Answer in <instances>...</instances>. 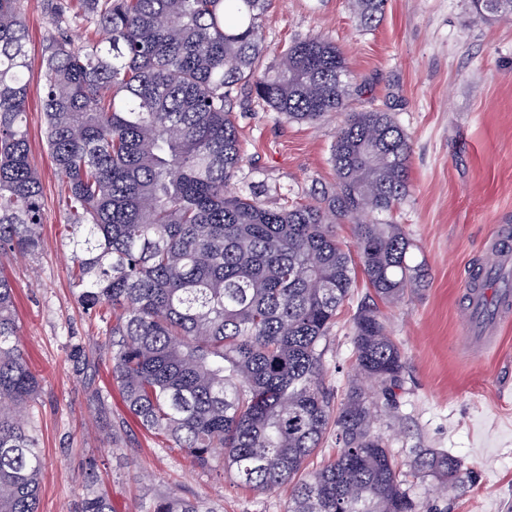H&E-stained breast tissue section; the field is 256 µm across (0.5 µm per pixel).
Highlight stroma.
Returning a JSON list of instances; mask_svg holds the SVG:
<instances>
[{"label": "stroma", "mask_w": 512, "mask_h": 512, "mask_svg": "<svg viewBox=\"0 0 512 512\" xmlns=\"http://www.w3.org/2000/svg\"><path fill=\"white\" fill-rule=\"evenodd\" d=\"M30 34L26 103L31 161L42 181V244L31 258L0 260L17 293L21 340L40 376L28 427L41 448L39 512H78L84 473L95 469L112 512H141L157 496L207 500L216 512H283L288 488L257 494L214 481L183 450L146 433L127 411L102 350L106 317L79 305L66 247L65 185L44 143L40 50L51 29L42 0H22ZM263 67L294 40L323 35L353 73V108L391 112L411 139V195L392 215L428 274L419 292L384 311L406 369L394 415L376 430L401 467L418 448H437L472 473L467 488L441 496L435 480L408 478L417 500L443 512H512V322L499 345L467 355L462 302L469 270L490 263L493 225H512V19L481 20L469 0H386L375 28H363L348 0H269L262 18ZM344 116L287 122L261 103L237 114L246 155L233 188L276 185L284 200L334 190L330 161ZM373 296L357 277L326 342V383L342 399L354 377L351 326ZM90 357L78 368L75 349ZM104 401H97V393Z\"/></svg>", "instance_id": "obj_1"}]
</instances>
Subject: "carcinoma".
<instances>
[{"instance_id": "cac0c4a2", "label": "carcinoma", "mask_w": 512, "mask_h": 512, "mask_svg": "<svg viewBox=\"0 0 512 512\" xmlns=\"http://www.w3.org/2000/svg\"><path fill=\"white\" fill-rule=\"evenodd\" d=\"M22 0H0V257L41 247L42 184L25 120L30 79ZM43 0L55 24L41 49L44 139L65 182L76 294L112 324L103 349L129 413L219 478L284 512H436L412 498L380 413L396 409L406 359L380 305L424 286L425 266L390 215L411 193V142L390 112L351 110L352 77L331 41L294 42L271 69L268 0ZM365 28L386 0H349ZM476 17H512V0H471ZM95 38L82 45L73 32ZM255 99L289 121L345 113L331 163L336 190L288 209L252 186L234 103ZM354 223L358 259L336 237ZM360 267L377 301L352 326L357 375L333 405L326 339ZM15 288L0 267V512H38L42 458L25 412L40 384L19 343ZM338 451L303 473L327 431ZM410 474L458 489L471 472L420 449ZM80 512H112L89 474ZM146 512H214L202 499L155 498Z\"/></svg>"}]
</instances>
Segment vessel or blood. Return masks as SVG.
Masks as SVG:
<instances>
[{
  "label": "vessel or blood",
  "instance_id": "obj_1",
  "mask_svg": "<svg viewBox=\"0 0 512 512\" xmlns=\"http://www.w3.org/2000/svg\"><path fill=\"white\" fill-rule=\"evenodd\" d=\"M490 242L497 254V265L493 268L481 265L473 270L467 284L462 330L464 343L485 349L498 344L503 322L512 318V284L505 281L499 284L498 302L491 308L484 306L477 288L493 278L496 269L512 266V226L497 225Z\"/></svg>",
  "mask_w": 512,
  "mask_h": 512
}]
</instances>
